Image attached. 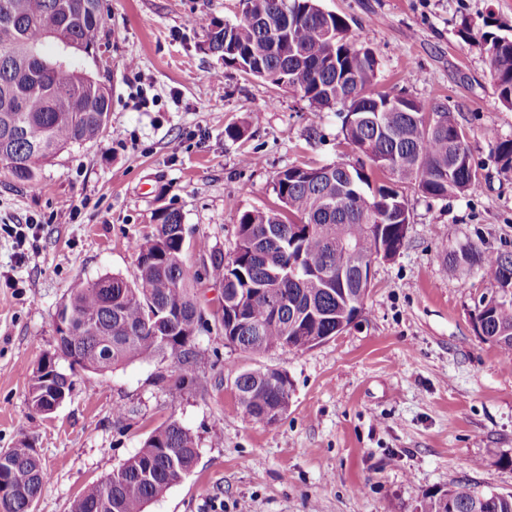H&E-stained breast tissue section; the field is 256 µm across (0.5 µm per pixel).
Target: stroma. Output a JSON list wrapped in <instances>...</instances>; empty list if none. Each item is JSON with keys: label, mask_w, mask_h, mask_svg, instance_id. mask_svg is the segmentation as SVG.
Returning <instances> with one entry per match:
<instances>
[{"label": "stroma", "mask_w": 512, "mask_h": 512, "mask_svg": "<svg viewBox=\"0 0 512 512\" xmlns=\"http://www.w3.org/2000/svg\"><path fill=\"white\" fill-rule=\"evenodd\" d=\"M377 50L379 90L450 109L468 132L479 188L444 199L403 191L411 224L399 253L372 268L356 323L313 348L256 357L224 339L222 290L193 293L206 325L183 374L172 358L76 370L50 414L29 402L33 370L56 346V311L74 281L137 274L135 243L155 211L180 212L183 261L197 239L231 255L241 212L274 205L277 174L334 162L342 118L315 112L272 82L225 65L209 35L239 20L238 0H104L105 38L83 66L112 92L109 123L20 183L0 171V449L29 440L50 480L35 512H70L157 427L177 422L198 444L193 472L147 512H420L426 491L469 482L512 493V357L474 327L490 293L478 270L449 277L469 243L512 253V178L496 140L512 139L486 55L462 42L463 19L512 37V0H319ZM136 69H128V61ZM243 127L228 138V126ZM38 223L39 266L19 260L10 225ZM276 368L290 383L275 423L249 420L234 382ZM123 407L116 417L115 407Z\"/></svg>", "instance_id": "stroma-1"}]
</instances>
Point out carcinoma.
<instances>
[{
	"label": "carcinoma",
	"instance_id": "obj_1",
	"mask_svg": "<svg viewBox=\"0 0 512 512\" xmlns=\"http://www.w3.org/2000/svg\"><path fill=\"white\" fill-rule=\"evenodd\" d=\"M242 18L212 32L209 48L224 64L263 69L287 79L288 89L309 106L347 112L342 124L345 149L329 164L332 171L309 180L301 167L279 172L274 193L279 206L242 212L232 255L224 257L202 238L198 252L209 258L205 273L222 285L219 321L225 340L252 355L276 349L306 350L340 326L359 318L369 285L362 260L383 252L394 257L407 236L411 215L398 190L412 185L429 198L466 194L480 185L473 162L452 165L465 130L424 125L425 106L381 113L382 124L359 122L385 104L389 93L376 89L381 60L361 43L347 21L325 15L318 0H245ZM465 19L458 36L486 53L499 100L512 107V41ZM104 28L103 0H0V168L17 182H29L38 168L60 152L97 140L106 130L111 90L90 75L79 59L99 51ZM54 46L53 52L45 50ZM502 174L512 175V139L495 143ZM385 180L373 184L366 167ZM156 230L134 251L138 275L78 280L57 314H75L56 349L70 368L105 373L139 359H180L193 346L203 323L184 266L178 235L179 212L153 215ZM301 261L296 279L278 280L291 260ZM477 267L490 287L512 281V253H492L470 244L447 257L448 276ZM478 335L512 354V297L488 314L474 317ZM61 371L45 380L34 371L29 389L40 411L70 392ZM238 402L255 422L267 410L288 405V376L266 378L261 369L235 380ZM198 456L193 435L175 422L156 429L119 469L87 486L71 512H146L147 505L189 475ZM32 446L21 442L0 450V512H30L47 485ZM421 512H512V494L480 493L466 482L425 493Z\"/></svg>",
	"mask_w": 512,
	"mask_h": 512
}]
</instances>
